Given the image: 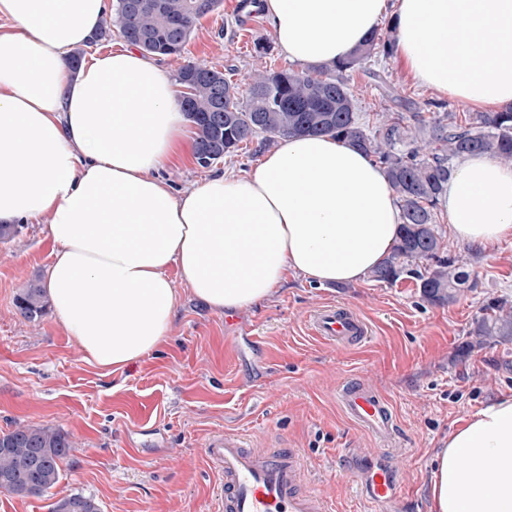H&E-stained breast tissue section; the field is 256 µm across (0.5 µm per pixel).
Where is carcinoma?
I'll list each match as a JSON object with an SVG mask.
<instances>
[{
	"mask_svg": "<svg viewBox=\"0 0 512 512\" xmlns=\"http://www.w3.org/2000/svg\"><path fill=\"white\" fill-rule=\"evenodd\" d=\"M135 16L125 13V0H113L112 14L103 19L92 42L112 36L117 28L123 40L145 53L179 58L196 23L218 10L223 0H142ZM393 26L373 32L346 60L331 69L307 67L256 71L240 83L212 66L186 63L176 81L189 89L181 98L183 111L197 129L195 158L202 167L232 154L241 145L264 137L267 145L279 138L305 134H333L357 146L384 168L402 210L400 238L382 264L371 272L378 282L392 283L423 264L418 273L423 298L433 305L456 300L470 274L445 254L435 230L436 208L452 174L449 161L469 153H483L512 163V109L502 112H413L399 108L403 99L392 92L384 75L370 74L385 85V96L397 107L376 113V121L359 123L357 100L347 72L382 53L393 54ZM20 312L36 319L46 312L43 288L32 282L17 298ZM476 344L512 337V313L476 322L471 332ZM72 449L68 436L52 427L18 426L0 432V475L14 481L5 492L19 497L40 496L59 479V464ZM42 458L34 480L19 473V464L32 453ZM51 512H101L91 496L74 493L52 504Z\"/></svg>",
	"mask_w": 512,
	"mask_h": 512,
	"instance_id": "cac0c4a2",
	"label": "carcinoma"
}]
</instances>
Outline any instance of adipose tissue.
<instances>
[{
  "instance_id": "1",
  "label": "adipose tissue",
  "mask_w": 512,
  "mask_h": 512,
  "mask_svg": "<svg viewBox=\"0 0 512 512\" xmlns=\"http://www.w3.org/2000/svg\"><path fill=\"white\" fill-rule=\"evenodd\" d=\"M108 10L0 0V224L48 218L45 293L86 360L119 370L158 351L181 293L220 315L269 301L292 273L352 283L383 261L397 198L384 169L332 135L284 139L249 176L176 192L164 173L192 141L155 58L129 44L69 65ZM261 12L282 55L323 67L391 18L417 82L512 106V0H261ZM440 203L458 241L512 239V164L464 156ZM434 462L431 512H512V394L463 420Z\"/></svg>"
}]
</instances>
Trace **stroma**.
Returning <instances> with one entry per match:
<instances>
[{"instance_id":"stroma-1","label":"stroma","mask_w":512,"mask_h":512,"mask_svg":"<svg viewBox=\"0 0 512 512\" xmlns=\"http://www.w3.org/2000/svg\"><path fill=\"white\" fill-rule=\"evenodd\" d=\"M242 2L224 0L201 18L181 61L163 60L168 74L183 61L214 66L235 82L257 68H290L267 22ZM260 43L266 52H257ZM374 68L406 112L468 109L420 86L396 57H376ZM267 151L256 140L209 167L190 160L166 177L181 192L218 172L250 173ZM46 224L27 222L0 240V431L50 426L69 436L72 451L45 495L0 493V512H49L76 492L94 497L102 512H215L221 481L204 448L224 430L244 434L252 448L298 451L305 488L332 512H373L360 475L378 463L392 470L408 512H429L435 449L462 420L512 391V339L470 344L477 320L512 307V239L474 250L454 239L445 210L436 231L470 273L453 303L426 302L409 273L392 284L368 277L329 286L292 274L272 301L230 321L183 297L162 349L114 372L84 360L53 313L30 320L16 306L53 261ZM330 304L360 315L368 336L342 344L311 336L309 314ZM351 379L391 402L397 429L388 441L341 412L336 391Z\"/></svg>"}]
</instances>
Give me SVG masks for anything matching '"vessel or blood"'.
<instances>
[{"instance_id": "b4317fda", "label": "vessel or blood", "mask_w": 512, "mask_h": 512, "mask_svg": "<svg viewBox=\"0 0 512 512\" xmlns=\"http://www.w3.org/2000/svg\"><path fill=\"white\" fill-rule=\"evenodd\" d=\"M308 324L313 335L332 343L351 342L368 333L362 318L335 305L316 310ZM336 398L353 424L379 439L390 438L395 415L385 397L353 383L340 387ZM204 452L223 480L218 512H329L323 497L301 490L303 463L298 453L260 451L233 432L210 436ZM364 484L376 512H400L397 488L387 467L365 471Z\"/></svg>"}]
</instances>
